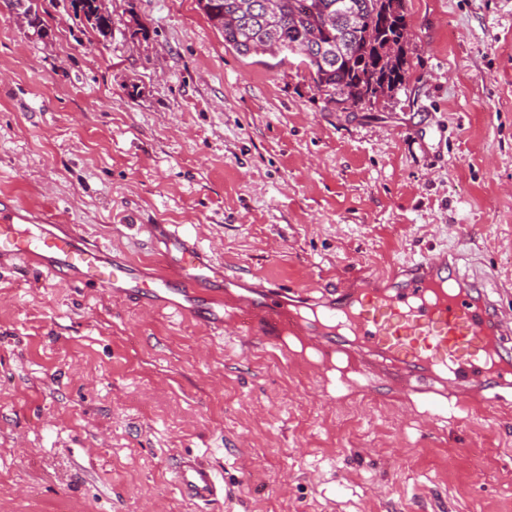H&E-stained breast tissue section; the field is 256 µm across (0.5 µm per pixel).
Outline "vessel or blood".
I'll list each match as a JSON object with an SVG mask.
<instances>
[{
  "mask_svg": "<svg viewBox=\"0 0 512 512\" xmlns=\"http://www.w3.org/2000/svg\"><path fill=\"white\" fill-rule=\"evenodd\" d=\"M146 231L160 262L152 272L90 242L57 214L0 197V262L24 258L110 298L175 309L219 334L231 322L239 334L278 347L284 336H303L321 359L356 365L368 380L385 377L406 397L426 393L440 404L476 396L495 407L512 395V362L503 356L512 319L503 317L486 277L447 256L425 255L380 286L325 289L307 316L278 284L257 293L244 276L227 274L178 226ZM174 482L194 502L224 492L213 468L196 458L179 461Z\"/></svg>",
  "mask_w": 512,
  "mask_h": 512,
  "instance_id": "obj_1",
  "label": "vessel or blood"
}]
</instances>
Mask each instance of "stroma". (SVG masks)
I'll return each instance as SVG.
<instances>
[{
	"label": "stroma",
	"instance_id": "stroma-1",
	"mask_svg": "<svg viewBox=\"0 0 512 512\" xmlns=\"http://www.w3.org/2000/svg\"><path fill=\"white\" fill-rule=\"evenodd\" d=\"M0 11V194L150 265L176 224L229 273L309 291L427 253L512 318V0H407L401 86L325 107L302 67L241 56L196 0ZM283 359L226 326L0 266V512H512V407L487 412ZM205 459L224 496L172 477ZM98 0H71V4L75 9L76 15L81 12L85 17L86 21L91 25L92 29L95 30L99 36L103 39L112 37L114 22L112 21L109 7L107 6L106 0H100V11L97 4ZM105 14V15H104ZM174 482L180 492L193 502H210L224 493L213 468L206 462L185 457L174 470Z\"/></svg>",
	"mask_w": 512,
	"mask_h": 512
}]
</instances>
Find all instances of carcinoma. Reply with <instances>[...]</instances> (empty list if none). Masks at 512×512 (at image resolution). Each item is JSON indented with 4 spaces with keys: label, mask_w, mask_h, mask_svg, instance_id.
<instances>
[{
    "label": "carcinoma",
    "mask_w": 512,
    "mask_h": 512,
    "mask_svg": "<svg viewBox=\"0 0 512 512\" xmlns=\"http://www.w3.org/2000/svg\"><path fill=\"white\" fill-rule=\"evenodd\" d=\"M358 12L351 30L338 16V3ZM224 42L242 56L260 54L269 32L297 47L296 56L325 106L346 111L365 106L385 92L397 89L406 65L403 32L407 30L406 0H271L273 17L254 8L258 0H197ZM99 36L112 37V16L99 12L97 0H71ZM317 34L324 48L347 36L349 48L341 57L327 59L309 46Z\"/></svg>",
    "instance_id": "obj_1"
}]
</instances>
